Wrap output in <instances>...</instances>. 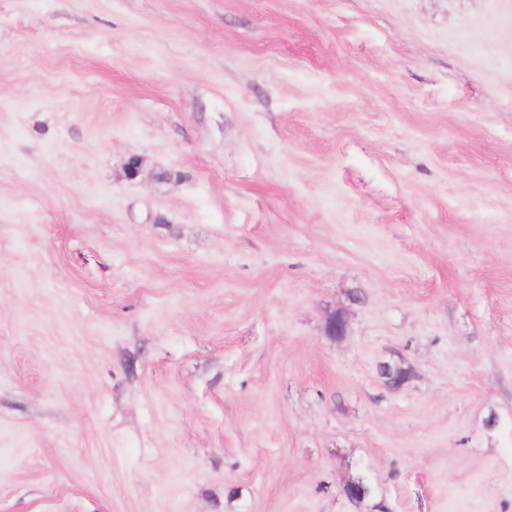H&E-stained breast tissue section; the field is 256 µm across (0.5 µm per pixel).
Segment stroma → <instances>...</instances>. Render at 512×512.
I'll use <instances>...</instances> for the list:
<instances>
[{
  "label": "stroma",
  "instance_id": "1",
  "mask_svg": "<svg viewBox=\"0 0 512 512\" xmlns=\"http://www.w3.org/2000/svg\"><path fill=\"white\" fill-rule=\"evenodd\" d=\"M359 475L512 512V0H0V512ZM391 363L386 361L379 365L380 375L383 374L382 376L389 386L400 388L412 376V369L401 362L394 361V363H399L398 365H392Z\"/></svg>",
  "mask_w": 512,
  "mask_h": 512
}]
</instances>
